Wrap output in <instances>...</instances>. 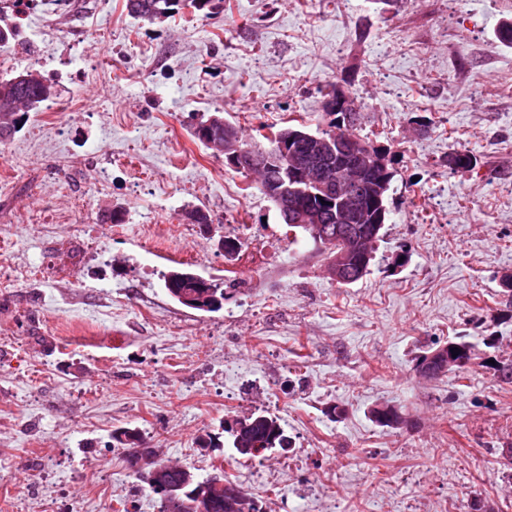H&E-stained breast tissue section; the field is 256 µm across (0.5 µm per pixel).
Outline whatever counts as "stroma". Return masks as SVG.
Wrapping results in <instances>:
<instances>
[{
    "label": "stroma",
    "mask_w": 512,
    "mask_h": 512,
    "mask_svg": "<svg viewBox=\"0 0 512 512\" xmlns=\"http://www.w3.org/2000/svg\"><path fill=\"white\" fill-rule=\"evenodd\" d=\"M56 8L34 0L21 45L0 48L18 60L7 74L36 57L58 90L0 144V264L42 268L0 292V512H159L112 439L122 428L199 478L223 468L264 512H512L495 454L512 442V385L490 365L512 360V46L496 37L512 0H222L153 24L124 0H86L63 25ZM73 46L89 57L78 81ZM335 86L394 171L371 271L348 286L191 135L218 111L246 135L317 128ZM456 148L474 170L448 169ZM194 207L209 222L187 239ZM225 224L265 250L231 260ZM179 266L233 281L223 308L173 300L162 275ZM463 334L478 345L467 372L418 377V356ZM379 406L403 424L375 423ZM261 411L291 446L248 460L224 425Z\"/></svg>",
    "instance_id": "1"
}]
</instances>
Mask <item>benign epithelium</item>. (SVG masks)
Returning <instances> with one entry per match:
<instances>
[{"label": "benign epithelium", "mask_w": 512, "mask_h": 512, "mask_svg": "<svg viewBox=\"0 0 512 512\" xmlns=\"http://www.w3.org/2000/svg\"><path fill=\"white\" fill-rule=\"evenodd\" d=\"M326 104L331 112L359 111L355 98L341 89L332 93ZM215 125L224 126V135L211 134V128ZM196 131L217 155L224 156L227 164L234 168L239 167L240 162L244 160L252 167L270 169L272 165H277L279 177L266 182L263 191L278 208L286 212L289 223L311 229L314 235L326 243L333 240V237L325 232V226L321 224V210L312 205V199L316 197L337 204L338 224L383 223V210L377 209L381 195L377 194L367 199L357 190L363 175L369 170L380 174L377 183L384 184V175L389 163V156L383 153L381 147L366 138L338 137L333 144L309 132L305 134L307 150L297 154L288 149L290 140L288 134L282 131L277 136L278 151L255 155L250 148L233 136L230 128L225 126V121L217 116L210 117L204 123H198ZM330 154L341 158L349 156L352 162L348 165L339 164L335 170L329 171L323 165V158ZM349 257L350 254L345 248L332 250L326 271L338 283L345 281ZM421 359L425 360V363L420 367V371L428 378L448 368V364L439 363L434 352L422 355ZM132 465L136 472L147 478L153 488L162 495L165 512H211V494L221 489L224 490V495L235 497L236 509L239 512H251L248 509V498L235 490L226 489L224 476L221 474L201 481L194 472L184 467L182 471L186 473L185 482L179 485L162 484V466L156 459L154 450L150 448L139 449L132 458Z\"/></svg>", "instance_id": "obj_1"}]
</instances>
